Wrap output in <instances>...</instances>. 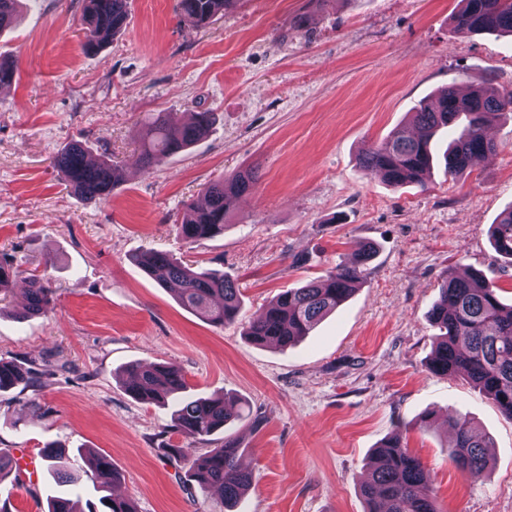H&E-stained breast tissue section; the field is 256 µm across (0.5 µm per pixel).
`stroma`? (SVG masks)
I'll return each mask as SVG.
<instances>
[{
	"instance_id": "1",
	"label": "stroma",
	"mask_w": 512,
	"mask_h": 512,
	"mask_svg": "<svg viewBox=\"0 0 512 512\" xmlns=\"http://www.w3.org/2000/svg\"><path fill=\"white\" fill-rule=\"evenodd\" d=\"M177 0H129L127 26L84 51L83 0H25L0 32V260L19 265L0 302V357L38 373L0 393V483L9 512H47L57 485L42 452L67 450L64 472L80 512H99L91 453L106 455L114 492L136 512H210L217 494L189 488L186 447L169 409L124 388L128 363L172 362L193 396L224 395L243 416L232 438L253 473L241 512H365L360 484L392 434L420 457L442 512H512V421L464 377L427 367L429 313L448 274L483 271L512 303V264L489 230L512 208V120L490 126L495 153L449 177L436 160L424 186L396 189L364 171L360 153L448 84L512 91V36L455 32L460 0H234L204 30ZM301 27H294L296 16ZM215 122L189 149L145 170V124ZM124 172L112 196L70 193L50 165L72 141ZM257 167L254 191L223 234L189 247L176 226L203 187ZM376 254L352 296L281 350L243 334L281 291L323 276L362 244ZM158 250L237 285L236 323L217 327L184 309L131 261ZM35 275L48 310L18 318ZM493 439L474 482L451 461L449 414ZM432 415L429 430L416 422Z\"/></svg>"
}]
</instances>
